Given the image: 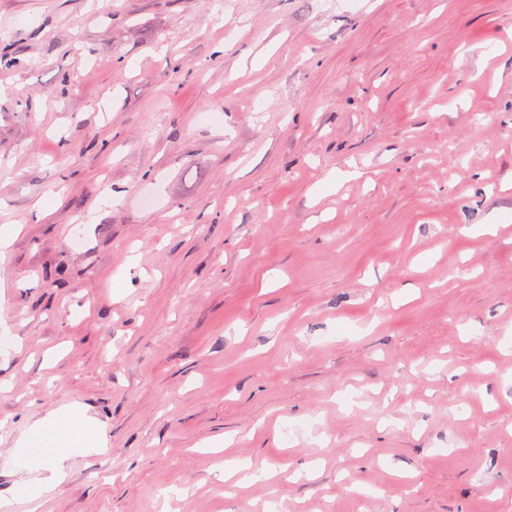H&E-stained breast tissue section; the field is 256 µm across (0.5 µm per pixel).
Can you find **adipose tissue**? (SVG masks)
<instances>
[{
	"label": "adipose tissue",
	"instance_id": "ef3b65f1",
	"mask_svg": "<svg viewBox=\"0 0 512 512\" xmlns=\"http://www.w3.org/2000/svg\"><path fill=\"white\" fill-rule=\"evenodd\" d=\"M45 436L51 440L47 450L51 463L50 475L42 482H21L16 485V494L27 500L37 499L46 489L58 486L63 480V461L72 453L95 447L97 443L92 421L78 410L52 415L38 430L36 438L29 440V447H36L38 439Z\"/></svg>",
	"mask_w": 512,
	"mask_h": 512
}]
</instances>
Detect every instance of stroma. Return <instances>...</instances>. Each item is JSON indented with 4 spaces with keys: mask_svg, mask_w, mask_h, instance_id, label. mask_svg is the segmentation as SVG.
Masks as SVG:
<instances>
[{
    "mask_svg": "<svg viewBox=\"0 0 512 512\" xmlns=\"http://www.w3.org/2000/svg\"><path fill=\"white\" fill-rule=\"evenodd\" d=\"M1 44L0 512H512V0H0ZM95 432L92 421L79 410L52 415L27 445L22 446L24 448H17L20 456H26L43 437L48 436L51 439V448H47L46 458L53 463L49 468L50 476L43 482L18 483L15 487L16 494L27 500H35L47 488L58 486L63 480V461L74 452L94 448L97 444Z\"/></svg>",
    "mask_w": 512,
    "mask_h": 512,
    "instance_id": "1",
    "label": "stroma"
}]
</instances>
